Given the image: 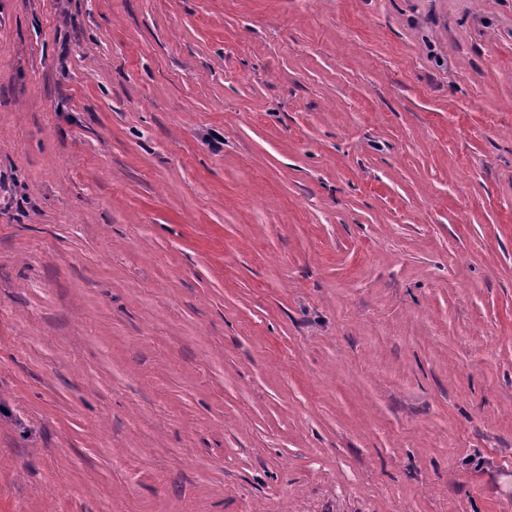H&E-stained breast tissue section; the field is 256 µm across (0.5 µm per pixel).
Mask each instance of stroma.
I'll list each match as a JSON object with an SVG mask.
<instances>
[{
  "label": "stroma",
  "instance_id": "35a3bbf8",
  "mask_svg": "<svg viewBox=\"0 0 512 512\" xmlns=\"http://www.w3.org/2000/svg\"><path fill=\"white\" fill-rule=\"evenodd\" d=\"M0 512H512V0H0Z\"/></svg>",
  "mask_w": 512,
  "mask_h": 512
}]
</instances>
